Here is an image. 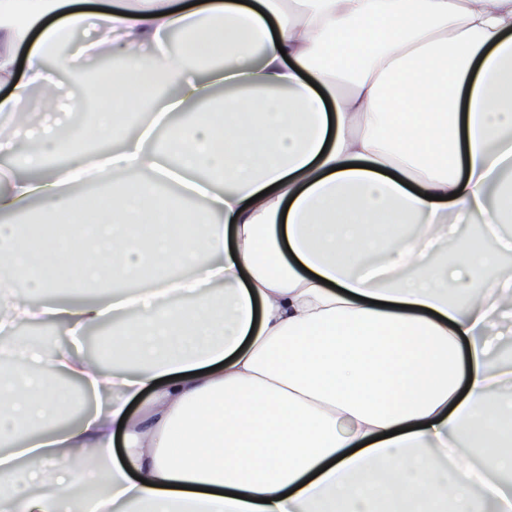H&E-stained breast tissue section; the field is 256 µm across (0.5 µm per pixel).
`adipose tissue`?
Masks as SVG:
<instances>
[{"label":"adipose tissue","mask_w":512,"mask_h":512,"mask_svg":"<svg viewBox=\"0 0 512 512\" xmlns=\"http://www.w3.org/2000/svg\"><path fill=\"white\" fill-rule=\"evenodd\" d=\"M0 87V512H512V0H0Z\"/></svg>","instance_id":"1"}]
</instances>
